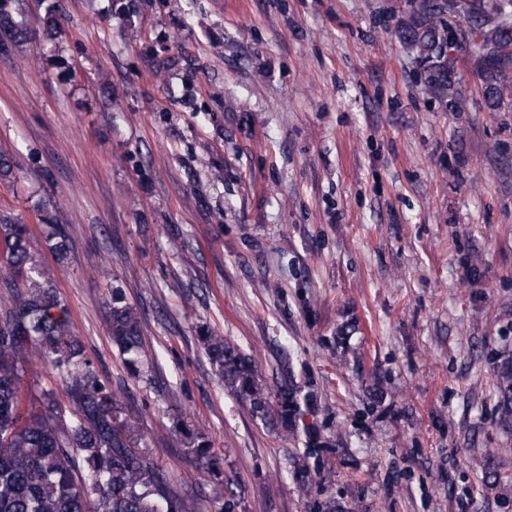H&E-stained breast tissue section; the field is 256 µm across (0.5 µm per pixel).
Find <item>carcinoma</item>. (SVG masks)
Returning <instances> with one entry per match:
<instances>
[{
  "label": "carcinoma",
  "instance_id": "obj_1",
  "mask_svg": "<svg viewBox=\"0 0 512 512\" xmlns=\"http://www.w3.org/2000/svg\"><path fill=\"white\" fill-rule=\"evenodd\" d=\"M504 18L463 15L479 38L463 43L474 59L482 97L491 111L512 93V5ZM20 0H0V36L14 43L27 33ZM456 16L421 0L410 5L395 29L413 53L424 84L442 108H454L458 91L448 55ZM41 206L44 247L66 262L69 239L52 210ZM0 270L8 272L0 299V512H199L196 499L141 446L139 420L125 410L121 392L103 382L84 351L70 310L40 271L31 230L0 212ZM108 330L130 377L140 376L144 350L140 312L119 286L111 289ZM215 375L253 419L296 435L300 419L314 412V395L302 392L293 372L271 387L260 380L252 357L208 330L199 336ZM46 360L60 376L54 388H22L32 359ZM501 418L512 423V358L502 353L493 368ZM220 512H236L241 493L224 482L223 458L187 421L174 422Z\"/></svg>",
  "mask_w": 512,
  "mask_h": 512
}]
</instances>
